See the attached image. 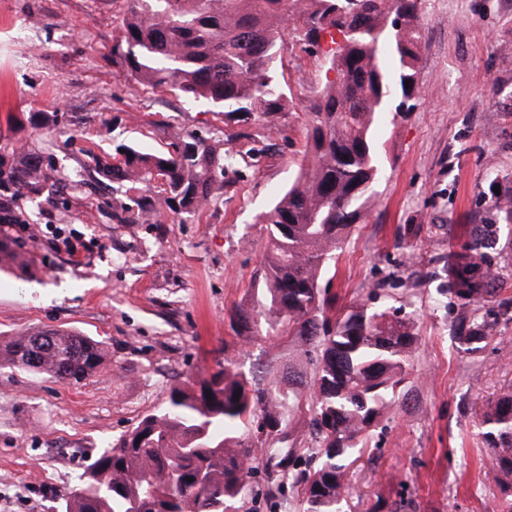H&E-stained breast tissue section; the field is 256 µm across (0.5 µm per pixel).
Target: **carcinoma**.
I'll list each match as a JSON object with an SVG mask.
<instances>
[{
	"mask_svg": "<svg viewBox=\"0 0 512 512\" xmlns=\"http://www.w3.org/2000/svg\"><path fill=\"white\" fill-rule=\"evenodd\" d=\"M422 2L129 0L115 48L128 75L153 90L205 100L228 120L256 114L276 127L286 102L276 74L283 35L328 56L335 77L307 132L309 160L257 216L266 230L261 268L228 314L238 342L286 339L309 370L287 379L270 365L248 375L226 360L203 378L171 385L165 405L102 449L51 512H238L257 461L272 485L302 486L304 512H340L346 461L393 409L409 375L415 322L397 308L338 312L336 295L322 283L376 203L384 165L377 121L396 123L422 97ZM386 53L394 57L391 69L382 64ZM238 156L192 136L164 152L123 145L112 155L92 154L88 171L143 185L144 194L127 197L117 216L130 224L150 215H199ZM52 179L28 141L0 153V224L26 223L21 203L52 188ZM487 199L496 219L512 224V185L495 171ZM485 245L477 233L444 257L446 305L461 309L455 337L468 352L492 338L493 324L469 310L499 291L497 270L482 266ZM25 266L21 240L0 237V270ZM107 357L104 342L77 331L33 329L0 340V369L68 385L94 375ZM479 419L489 478L512 493V388L483 402ZM308 430L311 446L303 444Z\"/></svg>",
	"mask_w": 512,
	"mask_h": 512,
	"instance_id": "1",
	"label": "carcinoma"
}]
</instances>
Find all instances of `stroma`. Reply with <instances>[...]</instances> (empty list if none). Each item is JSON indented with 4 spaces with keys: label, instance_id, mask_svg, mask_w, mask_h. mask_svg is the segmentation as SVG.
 <instances>
[{
    "label": "stroma",
    "instance_id": "1",
    "mask_svg": "<svg viewBox=\"0 0 512 512\" xmlns=\"http://www.w3.org/2000/svg\"><path fill=\"white\" fill-rule=\"evenodd\" d=\"M124 0H0V147L27 140L49 160L60 195L27 203L20 235L27 278L0 271V337L32 327L103 340L109 359L77 385L0 370V512H47L100 448L164 406L173 383L205 376L224 358L247 374L287 364V345L234 342L228 310L242 298L265 244L256 215L299 170L327 82L324 56L286 40L277 69L290 90L276 129L228 121L131 80L116 65ZM416 77L423 98L397 125L380 123L385 157L378 198L355 225L330 290L343 306L414 316L418 343L394 409L350 465L342 512H507L485 472L477 413L512 387V224L484 202L486 175L512 176V0H423ZM53 112L50 129L14 121ZM193 135L231 140L245 157L194 219L144 224L112 218L125 188L82 182L89 153L130 145L167 150ZM489 227L485 259L499 295L479 305L496 320L478 352L452 338L456 310L439 256ZM239 512H302L301 489L248 479Z\"/></svg>",
    "mask_w": 512,
    "mask_h": 512
}]
</instances>
